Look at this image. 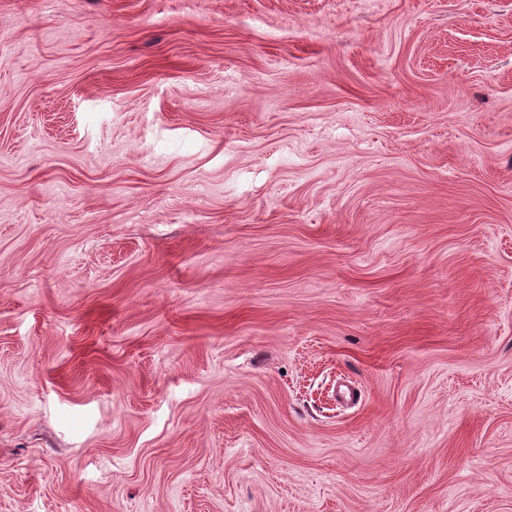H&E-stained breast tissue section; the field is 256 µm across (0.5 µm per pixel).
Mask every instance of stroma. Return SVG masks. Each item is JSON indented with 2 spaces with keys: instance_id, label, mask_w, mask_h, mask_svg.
<instances>
[{
  "instance_id": "35a3bbf8",
  "label": "stroma",
  "mask_w": 512,
  "mask_h": 512,
  "mask_svg": "<svg viewBox=\"0 0 512 512\" xmlns=\"http://www.w3.org/2000/svg\"><path fill=\"white\" fill-rule=\"evenodd\" d=\"M0 512H512V0H0Z\"/></svg>"
}]
</instances>
